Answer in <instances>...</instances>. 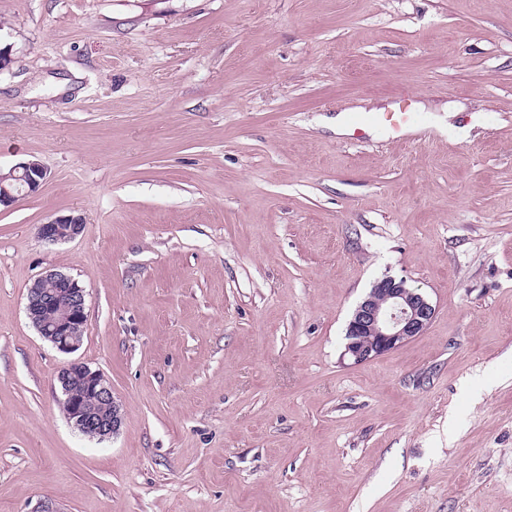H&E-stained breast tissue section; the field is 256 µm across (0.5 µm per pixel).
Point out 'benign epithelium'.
Wrapping results in <instances>:
<instances>
[{"label":"benign epithelium","instance_id":"benign-epithelium-1","mask_svg":"<svg viewBox=\"0 0 512 512\" xmlns=\"http://www.w3.org/2000/svg\"><path fill=\"white\" fill-rule=\"evenodd\" d=\"M46 177L47 171L36 160L0 173V207L37 192ZM83 224L80 215L57 216L38 225L37 234L48 243L65 242L76 238ZM49 305L58 308L51 320L45 318ZM26 311L40 336L59 352L72 354L82 347L87 330L86 294L72 276L56 269L42 273L28 288ZM435 314L436 306L419 289L403 278L385 276L354 309L346 328L344 355L355 364L381 357L422 335ZM58 382L70 398L68 421L79 432L103 440L119 431V408L103 373L72 360L60 370ZM100 404L110 406V413H97Z\"/></svg>","mask_w":512,"mask_h":512}]
</instances>
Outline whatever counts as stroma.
Returning a JSON list of instances; mask_svg holds the SVG:
<instances>
[{
    "mask_svg": "<svg viewBox=\"0 0 512 512\" xmlns=\"http://www.w3.org/2000/svg\"><path fill=\"white\" fill-rule=\"evenodd\" d=\"M0 48V172L47 171L0 210V512H512V0H0ZM403 91L468 137L319 123ZM50 268L103 441L26 314ZM385 276L436 315L352 364ZM84 218L79 215L57 216L38 225L39 238L48 243H59L76 238L82 231ZM60 383L66 398L70 400V412L68 421L82 434L98 440L109 438L116 434L121 426L119 408L116 405L112 387L100 370L92 369L80 360L68 362L58 374ZM72 388H81V393H74ZM77 394V395H76ZM93 404V405H91ZM100 411L111 410L107 415L96 411L97 405Z\"/></svg>",
    "mask_w": 512,
    "mask_h": 512,
    "instance_id": "obj_1",
    "label": "stroma"
}]
</instances>
